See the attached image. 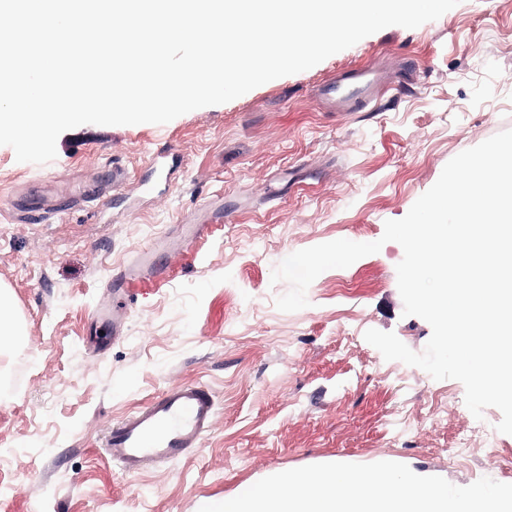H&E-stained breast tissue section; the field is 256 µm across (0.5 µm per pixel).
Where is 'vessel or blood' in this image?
Instances as JSON below:
<instances>
[{"label": "vessel or blood", "instance_id": "obj_1", "mask_svg": "<svg viewBox=\"0 0 512 512\" xmlns=\"http://www.w3.org/2000/svg\"><path fill=\"white\" fill-rule=\"evenodd\" d=\"M381 86L380 78H367L364 71L355 69L320 84L316 100L332 112H359L372 105ZM167 276V269L150 264L146 254L134 256L114 281L122 299L112 308L113 322L121 321L126 300L136 289L157 286ZM215 415L216 404L207 385L167 389L113 426L104 448L113 462L130 473L155 462L175 461L200 446Z\"/></svg>", "mask_w": 512, "mask_h": 512}]
</instances>
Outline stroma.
<instances>
[{"instance_id":"35a3bbf8","label":"stroma","mask_w":512,"mask_h":512,"mask_svg":"<svg viewBox=\"0 0 512 512\" xmlns=\"http://www.w3.org/2000/svg\"><path fill=\"white\" fill-rule=\"evenodd\" d=\"M384 55L412 70L361 112H325L315 87ZM512 129V0H461L414 29L390 26L303 72L165 124H86L57 156L0 146V289L20 335L0 352V512H198L239 486L311 464L391 460L457 486L512 483V435L475 418L461 382L385 360L364 334L423 351L431 327L403 316L395 242L323 272L309 307L275 306L290 254L379 240L460 152ZM178 165L150 196L149 158ZM126 179L113 189L106 163ZM102 204L72 198L75 189ZM71 196L69 210L51 208ZM224 221L188 242L187 221ZM156 248L174 269L127 303L112 335V277ZM202 383L216 417L183 459L125 472L102 443L165 389ZM469 434L463 454L459 435Z\"/></svg>"}]
</instances>
